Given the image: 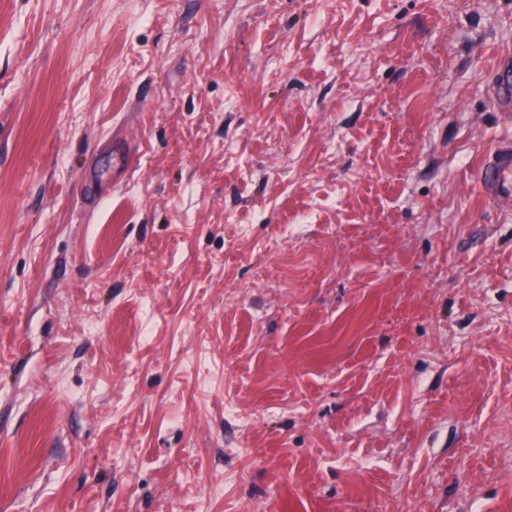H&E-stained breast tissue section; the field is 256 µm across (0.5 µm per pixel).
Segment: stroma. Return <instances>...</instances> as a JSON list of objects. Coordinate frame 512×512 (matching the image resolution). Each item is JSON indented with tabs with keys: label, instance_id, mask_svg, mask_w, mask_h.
<instances>
[{
	"label": "stroma",
	"instance_id": "stroma-1",
	"mask_svg": "<svg viewBox=\"0 0 512 512\" xmlns=\"http://www.w3.org/2000/svg\"><path fill=\"white\" fill-rule=\"evenodd\" d=\"M507 52L512 0H0V512H512ZM495 103L504 116L510 118L512 112V54L505 53L497 61L490 82ZM478 186L486 199L512 205V137L500 140L478 170Z\"/></svg>",
	"mask_w": 512,
	"mask_h": 512
}]
</instances>
